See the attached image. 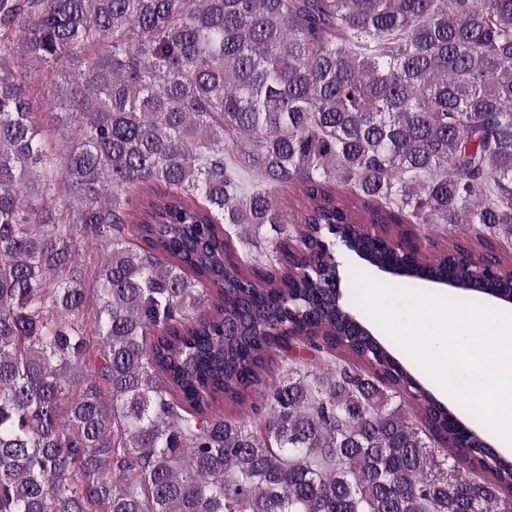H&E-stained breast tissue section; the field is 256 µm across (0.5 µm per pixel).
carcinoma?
I'll return each mask as SVG.
<instances>
[{"instance_id": "1", "label": "carcinoma", "mask_w": 512, "mask_h": 512, "mask_svg": "<svg viewBox=\"0 0 512 512\" xmlns=\"http://www.w3.org/2000/svg\"><path fill=\"white\" fill-rule=\"evenodd\" d=\"M336 224L367 274L512 289V0H0V512H512L332 296Z\"/></svg>"}]
</instances>
